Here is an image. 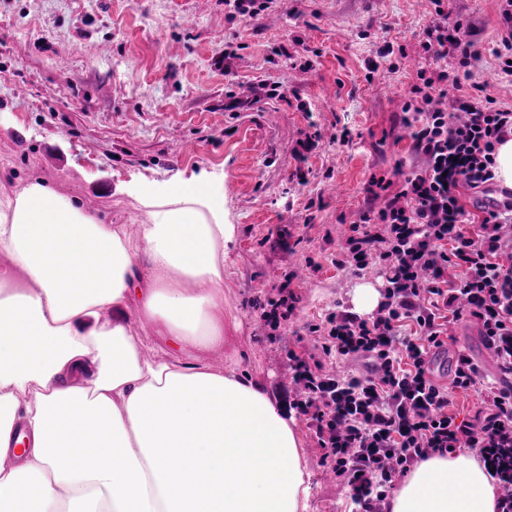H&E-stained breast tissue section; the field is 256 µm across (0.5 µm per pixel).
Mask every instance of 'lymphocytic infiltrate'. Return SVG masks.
Instances as JSON below:
<instances>
[{
    "label": "lymphocytic infiltrate",
    "mask_w": 512,
    "mask_h": 512,
    "mask_svg": "<svg viewBox=\"0 0 512 512\" xmlns=\"http://www.w3.org/2000/svg\"><path fill=\"white\" fill-rule=\"evenodd\" d=\"M432 3L422 48L439 59L458 57L460 70L413 87L405 111L423 165L394 194L372 193V207L336 257L357 275L376 267L381 300L371 315L341 308L308 327L325 355L364 358L369 370L326 376L296 354L288 359L306 390L300 412L325 461L346 479L355 512H387L396 480L464 445L497 479L499 512H512V191L476 215L459 197L460 186L484 193L494 184L496 147L512 134V106L485 95L476 79L481 50L445 0ZM466 316L481 326L499 383H485L462 350L450 385L431 377L428 354L443 348L450 323ZM458 390L479 397L474 419L450 414Z\"/></svg>",
    "instance_id": "1"
}]
</instances>
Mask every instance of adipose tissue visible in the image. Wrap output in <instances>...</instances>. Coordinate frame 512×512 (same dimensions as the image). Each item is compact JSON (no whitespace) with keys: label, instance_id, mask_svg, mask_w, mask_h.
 <instances>
[{"label":"adipose tissue","instance_id":"1","mask_svg":"<svg viewBox=\"0 0 512 512\" xmlns=\"http://www.w3.org/2000/svg\"><path fill=\"white\" fill-rule=\"evenodd\" d=\"M142 205L133 237L42 179L0 192V512H309L295 420L266 385L235 362L145 357L123 318L223 349V204L185 180ZM497 502L474 456L435 454L389 510Z\"/></svg>","mask_w":512,"mask_h":512}]
</instances>
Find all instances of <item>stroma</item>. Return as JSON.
<instances>
[{"mask_svg": "<svg viewBox=\"0 0 512 512\" xmlns=\"http://www.w3.org/2000/svg\"><path fill=\"white\" fill-rule=\"evenodd\" d=\"M448 10L483 52L486 94L512 105V76H499L491 53L501 0H448ZM433 18L431 0H270L253 18L225 0H0V190L35 174L59 194L95 195L91 213L128 224L145 187L223 176L236 236L224 349L206 360L237 359L291 406L310 512H350L348 489L295 408L288 355L333 371L306 324L381 283L338 268L336 254L370 204L369 181L399 190L417 161L403 113L420 74L440 67L420 45ZM387 43L395 55L379 57ZM265 85L276 96L254 101ZM309 136L318 146L301 152ZM281 299L290 314L274 329L258 310ZM450 332L431 357L435 380L450 383L462 349L498 381L478 322Z\"/></svg>", "mask_w": 512, "mask_h": 512, "instance_id": "35a3bbf8", "label": "stroma"}]
</instances>
